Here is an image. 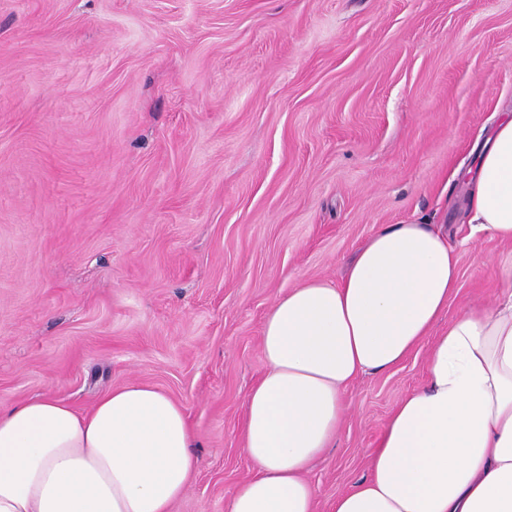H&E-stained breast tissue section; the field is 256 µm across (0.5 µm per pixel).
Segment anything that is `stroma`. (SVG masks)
Segmentation results:
<instances>
[{
	"label": "stroma",
	"instance_id": "35a3bbf8",
	"mask_svg": "<svg viewBox=\"0 0 512 512\" xmlns=\"http://www.w3.org/2000/svg\"><path fill=\"white\" fill-rule=\"evenodd\" d=\"M506 112L512 0H0V406L150 383L197 436L172 512H226L280 295L428 220L461 272L438 330L494 301L465 173ZM428 351L347 388L317 512Z\"/></svg>",
	"mask_w": 512,
	"mask_h": 512
}]
</instances>
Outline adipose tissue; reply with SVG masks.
Instances as JSON below:
<instances>
[{
  "mask_svg": "<svg viewBox=\"0 0 512 512\" xmlns=\"http://www.w3.org/2000/svg\"><path fill=\"white\" fill-rule=\"evenodd\" d=\"M467 183V222L508 246L491 262L504 290L434 336L424 386L397 404L368 479L332 512H512V114ZM459 279L444 233L389 224L340 280H306L277 298L242 424L252 474L227 512H315L306 474L341 428L345 389L432 336ZM194 442L183 406L140 381L87 412L49 395L0 408V512H171L193 475Z\"/></svg>",
  "mask_w": 512,
  "mask_h": 512,
  "instance_id": "1",
  "label": "adipose tissue"
}]
</instances>
